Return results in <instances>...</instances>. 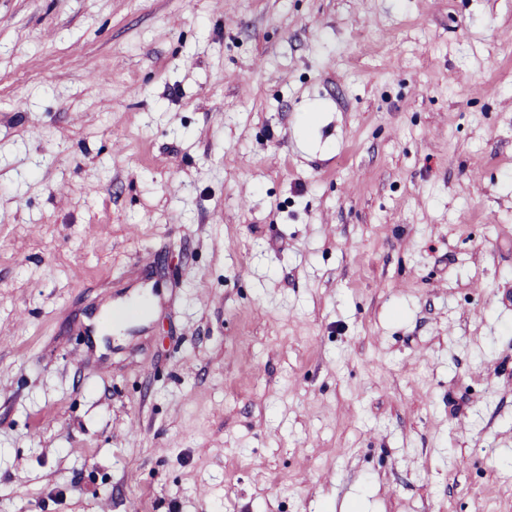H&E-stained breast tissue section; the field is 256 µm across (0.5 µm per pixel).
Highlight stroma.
<instances>
[{"instance_id": "35a3bbf8", "label": "stroma", "mask_w": 512, "mask_h": 512, "mask_svg": "<svg viewBox=\"0 0 512 512\" xmlns=\"http://www.w3.org/2000/svg\"><path fill=\"white\" fill-rule=\"evenodd\" d=\"M134 507L512 512V0H0V512Z\"/></svg>"}]
</instances>
